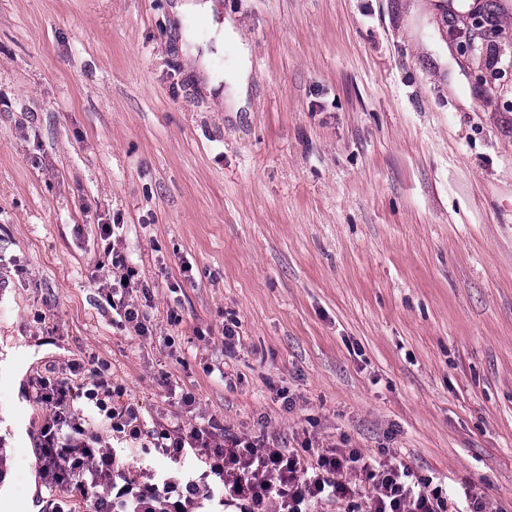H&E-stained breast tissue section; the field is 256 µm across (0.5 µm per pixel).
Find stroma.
Masks as SVG:
<instances>
[{"label": "stroma", "mask_w": 512, "mask_h": 512, "mask_svg": "<svg viewBox=\"0 0 512 512\" xmlns=\"http://www.w3.org/2000/svg\"><path fill=\"white\" fill-rule=\"evenodd\" d=\"M216 2L244 112L172 0H0V343L52 346L32 376L107 364L147 419L344 441L512 512V0L470 51L475 0ZM113 222L147 340L92 282ZM176 22L182 26V35L187 37L185 25L190 17L199 18L209 24V34L204 41L198 42L201 53L193 48L194 73L206 85L209 92L224 101L228 112H241L247 104L248 76L245 58L247 49L241 31L235 22L227 17L219 24L214 22L213 0H177L171 7ZM224 40L234 42L238 47V65L226 79L227 87L223 89L224 75L212 66L213 59L224 51Z\"/></svg>", "instance_id": "stroma-1"}]
</instances>
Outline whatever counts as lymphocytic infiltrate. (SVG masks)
I'll list each match as a JSON object with an SVG mask.
<instances>
[{"label":"lymphocytic infiltrate","instance_id":"1","mask_svg":"<svg viewBox=\"0 0 512 512\" xmlns=\"http://www.w3.org/2000/svg\"><path fill=\"white\" fill-rule=\"evenodd\" d=\"M103 252L119 275L93 274L100 296L135 335H150V318L139 296L149 287L118 250L114 227L102 225ZM46 412L38 472L49 496L46 512H75L76 499L93 512H199L215 500L228 512H314L343 503L347 512H447L448 502L427 478L412 479L394 463H376L359 449L330 444L284 451L267 441L226 433L206 424L173 420L147 425L136 404L113 406L121 392L111 374L87 364L48 369L31 382ZM98 419L112 433L103 440L89 424ZM143 455L178 461L195 450L205 468L199 476L178 470L132 468L119 463L116 445Z\"/></svg>","mask_w":512,"mask_h":512}]
</instances>
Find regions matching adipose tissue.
Listing matches in <instances>:
<instances>
[{
	"mask_svg": "<svg viewBox=\"0 0 512 512\" xmlns=\"http://www.w3.org/2000/svg\"><path fill=\"white\" fill-rule=\"evenodd\" d=\"M171 13L176 22L186 24L188 18L196 17L209 24V34L201 41V50L194 55V72L224 103L228 112H238L247 104L249 71L244 62L247 55L243 47V35L232 19L223 23L214 20L213 0H175ZM238 44L240 61L230 75H223L212 66L213 59L224 51L225 42ZM29 365L28 353L9 348L0 361V386L5 387L13 401L10 407L0 412V434L12 432V442L28 445L27 427L33 415L32 409L19 397L21 382Z\"/></svg>",
	"mask_w": 512,
	"mask_h": 512,
	"instance_id": "adipose-tissue-1",
	"label": "adipose tissue"
}]
</instances>
